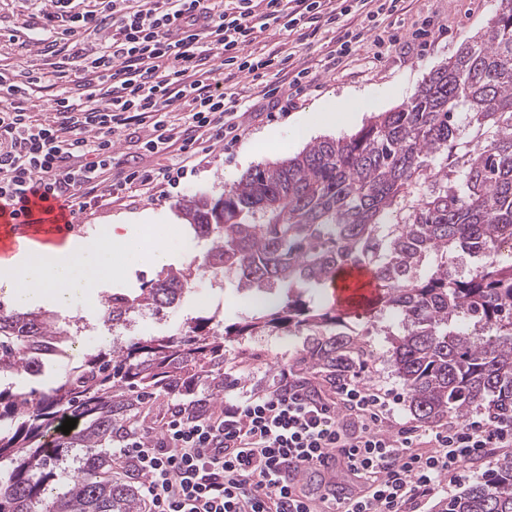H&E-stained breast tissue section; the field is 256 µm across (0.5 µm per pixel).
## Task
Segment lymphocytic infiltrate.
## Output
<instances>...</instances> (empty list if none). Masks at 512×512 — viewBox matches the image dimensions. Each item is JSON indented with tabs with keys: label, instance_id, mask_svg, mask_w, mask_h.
I'll list each match as a JSON object with an SVG mask.
<instances>
[{
	"label": "lymphocytic infiltrate",
	"instance_id": "obj_1",
	"mask_svg": "<svg viewBox=\"0 0 512 512\" xmlns=\"http://www.w3.org/2000/svg\"><path fill=\"white\" fill-rule=\"evenodd\" d=\"M403 9L404 0H50L38 40L50 53L67 36L63 64L76 88L36 107L31 97L45 74L0 71V203L35 195L83 212L134 187H177L201 144L238 141L229 83L272 65L273 54L251 50L266 32L283 27L302 41L335 30L330 73L360 43L345 17L360 16L371 32L379 17ZM91 29L107 30L103 43L85 46ZM181 106L186 118L172 122ZM133 126L146 132L144 151H176L185 164L117 167L114 140ZM403 401L398 389L368 385L356 372L327 396L282 380L218 407L172 403L150 425L127 422L112 459L138 483L148 512H310L295 491L329 460L336 476L369 486L362 496L341 495L328 481L321 500L333 512H417L466 463L512 447V421L478 415L422 430L398 422Z\"/></svg>",
	"mask_w": 512,
	"mask_h": 512
}]
</instances>
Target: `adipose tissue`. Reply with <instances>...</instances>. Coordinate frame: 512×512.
<instances>
[{"instance_id": "adipose-tissue-1", "label": "adipose tissue", "mask_w": 512, "mask_h": 512, "mask_svg": "<svg viewBox=\"0 0 512 512\" xmlns=\"http://www.w3.org/2000/svg\"><path fill=\"white\" fill-rule=\"evenodd\" d=\"M164 234L148 216L122 217L94 238L41 246L17 261L0 263V281L11 288L17 310L46 302L66 309L77 299L92 303L100 288L125 277L131 268L165 264Z\"/></svg>"}]
</instances>
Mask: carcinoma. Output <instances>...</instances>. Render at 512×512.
<instances>
[{"label":"carcinoma","instance_id":"cac0c4a2","mask_svg":"<svg viewBox=\"0 0 512 512\" xmlns=\"http://www.w3.org/2000/svg\"><path fill=\"white\" fill-rule=\"evenodd\" d=\"M197 236L210 241L202 268L234 274L237 287L281 291L244 322L198 316L168 336L130 335L83 355L46 390L0 386V512H140L137 487L112 475L107 445L156 393L190 397L208 385L224 403V343L277 332L314 337L300 360L332 382L353 370V330L336 308L303 299L342 271L366 267L399 331L384 332L408 406L423 422L447 416L512 415V0L411 102L379 112L348 138L324 139L260 165L220 197L182 204ZM481 259L456 271L463 254ZM426 276L418 270L429 258ZM192 271L163 273L137 295L106 299L103 322L118 331L144 311L178 305ZM70 328L55 314L0 305V375L21 373L60 353ZM66 417L76 430L57 448L84 449L62 497L44 505L50 466L45 428ZM441 512H512V455L503 457Z\"/></svg>","mask_w":512,"mask_h":512}]
</instances>
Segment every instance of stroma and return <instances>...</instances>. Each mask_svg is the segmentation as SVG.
Instances as JSON below:
<instances>
[{"label":"stroma","instance_id":"obj_1","mask_svg":"<svg viewBox=\"0 0 512 512\" xmlns=\"http://www.w3.org/2000/svg\"><path fill=\"white\" fill-rule=\"evenodd\" d=\"M498 0H406L405 9L393 17L390 33L404 34L403 42L389 54H376L369 43L361 48L335 74H325L322 60L331 48L333 35L320 30L304 42L301 54L310 67L314 81L300 93L272 98L264 97L265 85L277 82L275 70L259 77L241 78L235 90L244 115L242 136L231 152L214 146L207 162L194 176L165 196L150 199L102 202L98 207L77 216L75 223L82 236L91 238L118 216L152 211L155 221L169 225L168 266L188 267L193 257L202 256L207 243L198 238L180 213L184 201L205 193L219 197L247 172L261 164L294 156L303 146L294 140V118L314 114L325 102L349 95H365L369 101L364 113L353 122L342 123L327 130L330 138L351 136L367 125L376 112L394 110L411 101L428 75L447 62L463 41L484 26L494 15ZM39 22L33 16L28 0H0V62L13 66L33 65L50 75L57 86H70L71 75L57 71V56L41 55V46L30 38L31 28ZM432 24L436 35L423 41L413 33L425 24ZM196 289L186 295L175 309L138 318L137 332L145 336H164L182 327L190 318L215 313L232 321L253 314L255 307L249 294L238 292L233 278L212 279L198 274ZM349 323L360 335L357 344L363 352L362 379L370 385L400 387L401 382L390 360L385 337L368 334L367 321L350 317ZM306 334L296 336H247L227 344L224 349V374L230 380L225 399L238 397L243 391L271 387L282 369L292 367L307 344Z\"/></svg>","mask_w":512,"mask_h":512}]
</instances>
